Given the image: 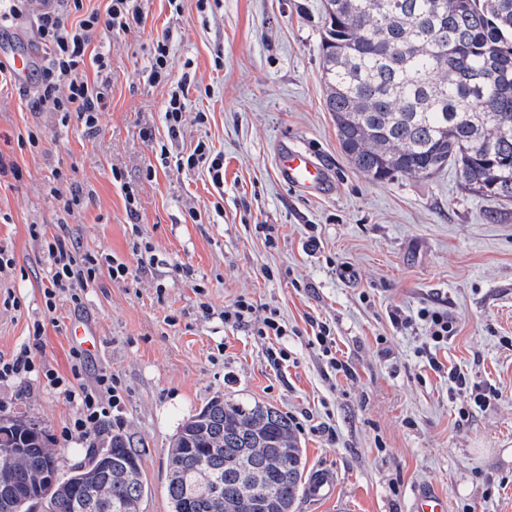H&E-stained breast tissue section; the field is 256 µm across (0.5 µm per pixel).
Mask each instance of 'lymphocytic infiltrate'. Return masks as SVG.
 Here are the masks:
<instances>
[{
	"instance_id": "1",
	"label": "lymphocytic infiltrate",
	"mask_w": 512,
	"mask_h": 512,
	"mask_svg": "<svg viewBox=\"0 0 512 512\" xmlns=\"http://www.w3.org/2000/svg\"><path fill=\"white\" fill-rule=\"evenodd\" d=\"M66 10L37 11L38 36L44 53L42 64L36 71L37 85L30 101L32 111L59 114L61 122L77 120L89 130L102 124L109 99V82L105 72L109 67L106 56L91 44L96 32L128 30L143 25L146 15L139 0H108L105 10L88 9L84 0H65ZM92 68L95 80H88L84 70ZM174 166L177 170L203 171L216 191L224 189V154L212 143L197 140L194 147L178 153ZM50 270L48 284L43 290L47 311H56L59 302L77 304L81 294L93 287L101 274L112 280L125 281L130 268L106 252L74 253L62 239H55L48 247ZM254 302L239 296L223 312L225 324L234 327L255 326L257 336L280 337L287 328L277 310H270L261 322H254ZM84 369L82 360H75L70 377L46 373L49 387L62 390L78 407L73 431L81 438H89L92 430L106 413L117 407L121 397L109 374H101L94 388L81 386L79 380Z\"/></svg>"
}]
</instances>
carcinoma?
<instances>
[{
  "instance_id": "1",
  "label": "carcinoma",
  "mask_w": 512,
  "mask_h": 512,
  "mask_svg": "<svg viewBox=\"0 0 512 512\" xmlns=\"http://www.w3.org/2000/svg\"><path fill=\"white\" fill-rule=\"evenodd\" d=\"M322 78L338 142L370 181L426 178L451 164L470 195L512 202V0H325ZM0 512H141L142 450L112 435L62 478L45 433L0 420ZM306 452L259 401L215 397L168 449L172 512H294Z\"/></svg>"
}]
</instances>
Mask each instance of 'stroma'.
<instances>
[{
	"mask_svg": "<svg viewBox=\"0 0 512 512\" xmlns=\"http://www.w3.org/2000/svg\"><path fill=\"white\" fill-rule=\"evenodd\" d=\"M142 8L144 26L95 37L110 59L98 130L29 111L34 83L0 89V160L22 172L0 179V248L14 260L0 273V357L26 347L37 367L0 384V416L37 422L65 469L88 444L130 436L148 486L142 512H171L172 437L218 395L287 414L307 471H337L335 499L304 496L295 512H408L428 484L447 496L448 512H512V205L469 195L451 166L375 183L349 165L325 107L323 0H182L177 11L144 0ZM163 32L169 77L155 84L147 79L152 43ZM186 70L195 86L172 141L163 112ZM35 127L45 134L40 147H19L18 135ZM201 137L224 154L223 193L206 174L160 158L161 146L176 154ZM283 142L316 156L332 193L307 194L279 176ZM59 173L81 197L69 212L51 192ZM127 186L138 201L134 219ZM56 236L83 253H112L130 278L100 275L80 305L48 312L47 244ZM136 243L150 245L158 264H140ZM242 294L259 310H278L286 336L264 340L226 325L224 308ZM204 299L214 309L208 317ZM424 308L455 319L454 336L434 352ZM314 320L330 323L351 374L328 368ZM77 322L103 341L87 357L83 385L106 372L122 395L86 441L65 438L76 406L44 377L69 376ZM271 347L286 350L287 362L273 365ZM432 352L495 387L498 399L479 407L449 393L428 365Z\"/></svg>",
	"mask_w": 512,
	"mask_h": 512,
	"instance_id": "stroma-1",
	"label": "stroma"
}]
</instances>
